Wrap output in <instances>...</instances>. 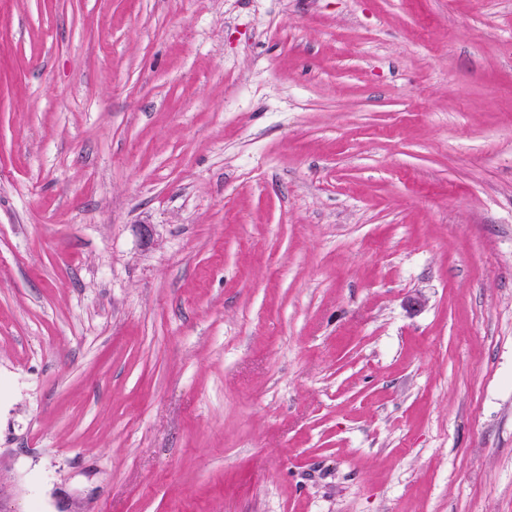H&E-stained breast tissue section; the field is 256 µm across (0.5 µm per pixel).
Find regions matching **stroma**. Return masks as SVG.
<instances>
[{
  "label": "stroma",
  "instance_id": "stroma-1",
  "mask_svg": "<svg viewBox=\"0 0 512 512\" xmlns=\"http://www.w3.org/2000/svg\"><path fill=\"white\" fill-rule=\"evenodd\" d=\"M0 512H512V0H0Z\"/></svg>",
  "mask_w": 512,
  "mask_h": 512
}]
</instances>
